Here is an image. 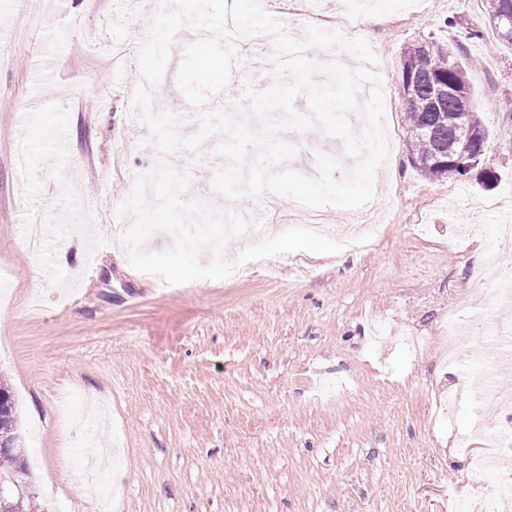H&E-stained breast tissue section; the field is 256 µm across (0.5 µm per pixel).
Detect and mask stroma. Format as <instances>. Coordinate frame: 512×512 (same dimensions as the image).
<instances>
[{
    "instance_id": "35a3bbf8",
    "label": "stroma",
    "mask_w": 512,
    "mask_h": 512,
    "mask_svg": "<svg viewBox=\"0 0 512 512\" xmlns=\"http://www.w3.org/2000/svg\"><path fill=\"white\" fill-rule=\"evenodd\" d=\"M375 12L372 45L395 131L392 167L374 177L381 233L337 250L333 226L356 221L267 192L237 200L260 212V242L225 230L214 179L221 134L205 137L198 174L155 168L147 131L132 130L141 82L130 47L153 16L139 0H0V378L18 404L39 512H97L84 484L92 446L112 461L111 512H448L470 468L435 397L463 367H442L440 327L475 266L512 224V46L483 0H264L296 33L336 5ZM480 38L464 40L471 28ZM462 44L487 150L463 181L421 176L409 160L399 95L405 48ZM173 39L153 108L176 112V75L195 43ZM270 47H241L222 96L190 113L245 105L247 75L274 83ZM289 169L316 153L353 161L320 128L280 131ZM187 186L184 207L167 183ZM324 224L305 234L304 224ZM239 262L229 280L211 244ZM167 287H159L156 274ZM420 340L417 350L402 345Z\"/></svg>"
}]
</instances>
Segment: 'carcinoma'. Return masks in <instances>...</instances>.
Segmentation results:
<instances>
[{
	"label": "carcinoma",
	"mask_w": 512,
	"mask_h": 512,
	"mask_svg": "<svg viewBox=\"0 0 512 512\" xmlns=\"http://www.w3.org/2000/svg\"><path fill=\"white\" fill-rule=\"evenodd\" d=\"M485 12L490 19L503 18L502 24L493 29L500 40L512 45V27L508 23L512 0H485ZM462 53L460 44L451 49L430 40L408 46L400 60L409 156L413 167L427 178H465L457 169L436 163V158L444 157L457 137H462L473 152L486 146V132L476 113L459 111L452 97L438 107L430 104L433 80L471 93L467 69L459 60ZM21 459L16 399L8 386L0 383V474L15 471Z\"/></svg>",
	"instance_id": "carcinoma-1"
}]
</instances>
